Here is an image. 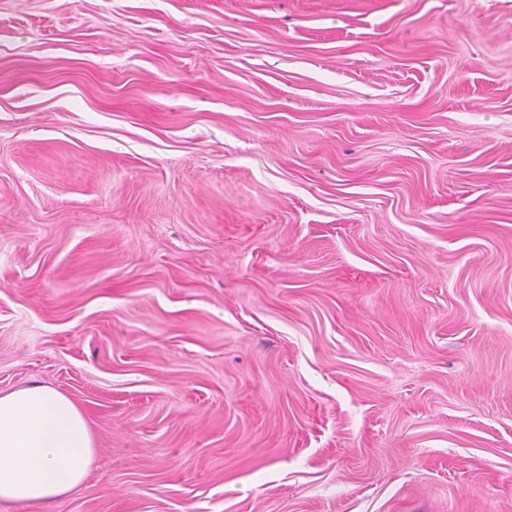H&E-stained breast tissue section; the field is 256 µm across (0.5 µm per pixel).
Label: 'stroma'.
Returning <instances> with one entry per match:
<instances>
[{
  "label": "stroma",
  "instance_id": "stroma-1",
  "mask_svg": "<svg viewBox=\"0 0 512 512\" xmlns=\"http://www.w3.org/2000/svg\"><path fill=\"white\" fill-rule=\"evenodd\" d=\"M45 512H512V0H0V392ZM95 457L85 412L39 384L0 393V501L54 502L87 479Z\"/></svg>",
  "mask_w": 512,
  "mask_h": 512
}]
</instances>
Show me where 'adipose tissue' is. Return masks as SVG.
<instances>
[{"instance_id":"ef3b65f1","label":"adipose tissue","mask_w":512,"mask_h":512,"mask_svg":"<svg viewBox=\"0 0 512 512\" xmlns=\"http://www.w3.org/2000/svg\"><path fill=\"white\" fill-rule=\"evenodd\" d=\"M94 457L87 416L69 396L39 384L0 393V501L54 502L85 482Z\"/></svg>"}]
</instances>
